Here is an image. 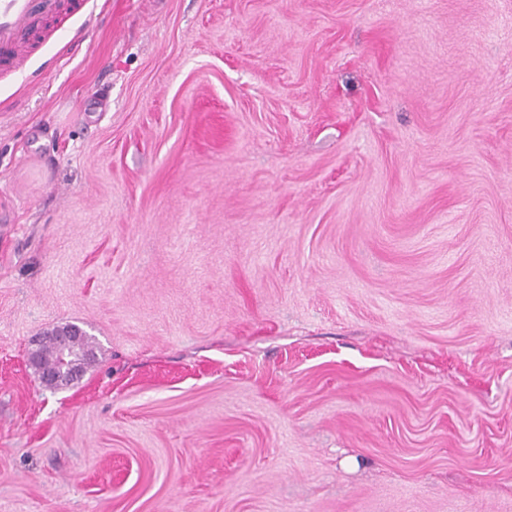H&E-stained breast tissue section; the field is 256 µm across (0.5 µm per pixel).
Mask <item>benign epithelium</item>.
<instances>
[{
	"instance_id": "obj_1",
	"label": "benign epithelium",
	"mask_w": 512,
	"mask_h": 512,
	"mask_svg": "<svg viewBox=\"0 0 512 512\" xmlns=\"http://www.w3.org/2000/svg\"><path fill=\"white\" fill-rule=\"evenodd\" d=\"M85 335L78 326L66 325L56 328L46 336H39L30 343L27 355L28 366L36 370L42 385L51 389H60L72 384L82 374V361L73 353L72 344ZM44 342H53L56 346V362L46 367L41 362V346Z\"/></svg>"
}]
</instances>
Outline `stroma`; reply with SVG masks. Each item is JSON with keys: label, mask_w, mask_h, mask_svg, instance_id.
Here are the masks:
<instances>
[{"label": "stroma", "mask_w": 512, "mask_h": 512, "mask_svg": "<svg viewBox=\"0 0 512 512\" xmlns=\"http://www.w3.org/2000/svg\"><path fill=\"white\" fill-rule=\"evenodd\" d=\"M0 512H512V0H97L1 81ZM50 336H39L30 343L27 355L29 368L35 369L41 379L42 385L51 389H60L72 384L82 374V361L75 356L82 354L86 349L93 350L95 339L86 336L76 325H66L47 332ZM85 336L83 344H77ZM43 342H53L56 346V362L52 367H45L41 362V346ZM75 356H74V353Z\"/></svg>", "instance_id": "35a3bbf8"}]
</instances>
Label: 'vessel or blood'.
<instances>
[{"label":"vessel or blood","mask_w":512,"mask_h":512,"mask_svg":"<svg viewBox=\"0 0 512 512\" xmlns=\"http://www.w3.org/2000/svg\"><path fill=\"white\" fill-rule=\"evenodd\" d=\"M59 0H0V70L19 74L36 49L45 17L59 13Z\"/></svg>","instance_id":"obj_1"}]
</instances>
